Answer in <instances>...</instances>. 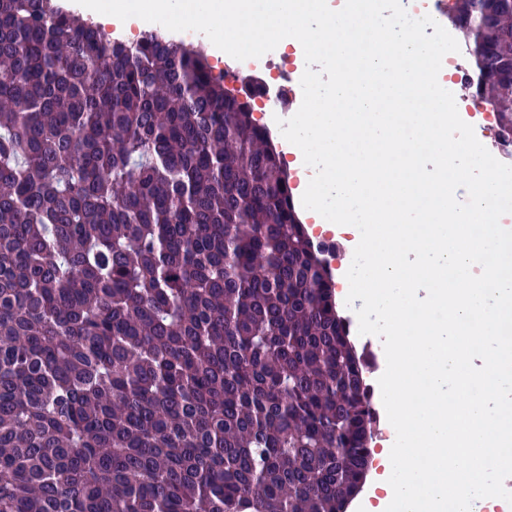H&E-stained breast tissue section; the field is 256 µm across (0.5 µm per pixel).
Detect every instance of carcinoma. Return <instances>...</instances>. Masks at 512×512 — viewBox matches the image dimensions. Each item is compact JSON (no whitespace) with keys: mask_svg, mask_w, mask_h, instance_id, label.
Here are the masks:
<instances>
[{"mask_svg":"<svg viewBox=\"0 0 512 512\" xmlns=\"http://www.w3.org/2000/svg\"><path fill=\"white\" fill-rule=\"evenodd\" d=\"M512 137V0H448ZM369 365L207 56L0 0V512H347Z\"/></svg>","mask_w":512,"mask_h":512,"instance_id":"carcinoma-1","label":"carcinoma"}]
</instances>
